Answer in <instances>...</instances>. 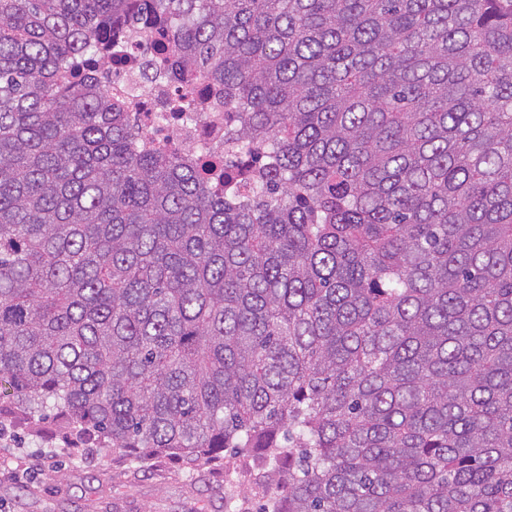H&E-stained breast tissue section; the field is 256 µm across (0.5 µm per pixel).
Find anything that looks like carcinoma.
I'll return each instance as SVG.
<instances>
[{
    "mask_svg": "<svg viewBox=\"0 0 512 512\" xmlns=\"http://www.w3.org/2000/svg\"><path fill=\"white\" fill-rule=\"evenodd\" d=\"M139 22L262 161L136 142ZM0 391L260 512H512V0H0Z\"/></svg>",
    "mask_w": 512,
    "mask_h": 512,
    "instance_id": "carcinoma-1",
    "label": "carcinoma"
}]
</instances>
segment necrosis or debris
<instances>
[{
  "mask_svg": "<svg viewBox=\"0 0 512 512\" xmlns=\"http://www.w3.org/2000/svg\"><path fill=\"white\" fill-rule=\"evenodd\" d=\"M123 45L129 63L110 66L104 76L107 84L120 92L142 144L192 162L203 154L223 151V103L213 99L209 111L173 113L183 86L155 75L156 53L143 28L131 27Z\"/></svg>",
  "mask_w": 512,
  "mask_h": 512,
  "instance_id": "necrosis-or-debris-1",
  "label": "necrosis or debris"
}]
</instances>
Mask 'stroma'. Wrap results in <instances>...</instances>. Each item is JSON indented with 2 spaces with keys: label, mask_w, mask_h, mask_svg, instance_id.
I'll use <instances>...</instances> for the list:
<instances>
[{
  "label": "stroma",
  "mask_w": 512,
  "mask_h": 512,
  "mask_svg": "<svg viewBox=\"0 0 512 512\" xmlns=\"http://www.w3.org/2000/svg\"><path fill=\"white\" fill-rule=\"evenodd\" d=\"M0 399V512H224V458L67 450L52 415Z\"/></svg>",
  "instance_id": "stroma-1"
}]
</instances>
